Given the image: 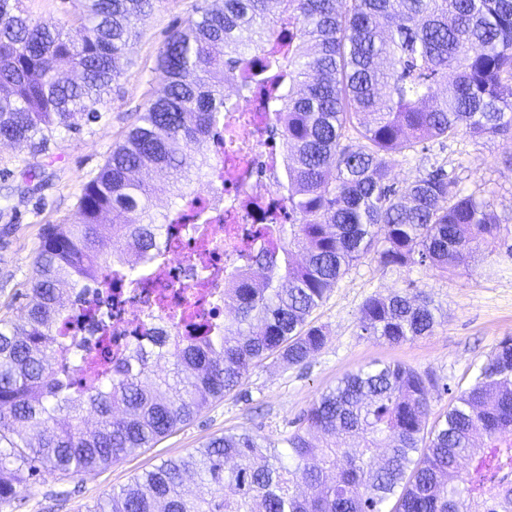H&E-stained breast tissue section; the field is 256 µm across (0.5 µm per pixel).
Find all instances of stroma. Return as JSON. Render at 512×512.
Here are the masks:
<instances>
[{"instance_id": "stroma-1", "label": "stroma", "mask_w": 512, "mask_h": 512, "mask_svg": "<svg viewBox=\"0 0 512 512\" xmlns=\"http://www.w3.org/2000/svg\"><path fill=\"white\" fill-rule=\"evenodd\" d=\"M203 0H158L138 24L139 36L121 60L98 119L48 136L37 153L25 143L0 142V318L24 313L41 234L70 217L85 183L159 88L158 59L175 23L194 17ZM32 19L50 18L75 31L78 0H22ZM390 177L401 183L444 166L457 189L490 200L505 220L500 245L468 266L443 274L426 266H385L376 252L361 257L310 317L327 337L306 364L291 368L270 358L242 385L152 446L109 468L75 477L44 474L21 490L7 512H92L96 503L133 476L200 447L228 429L278 440L298 426L311 402L344 374L376 361L400 362L434 376V413L447 410L500 340L512 337V138L476 143L465 136L428 142L411 154L387 155ZM424 290L442 314L434 333L391 345L362 332L360 311L372 296L408 287Z\"/></svg>"}]
</instances>
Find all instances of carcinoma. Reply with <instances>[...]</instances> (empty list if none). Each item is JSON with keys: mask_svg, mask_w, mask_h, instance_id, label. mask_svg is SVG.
<instances>
[{"mask_svg": "<svg viewBox=\"0 0 512 512\" xmlns=\"http://www.w3.org/2000/svg\"><path fill=\"white\" fill-rule=\"evenodd\" d=\"M223 0L175 26L159 55V93L87 182L72 219L43 229L24 315L0 320V510L42 472L107 468L189 422L275 355L290 367L321 350L308 318L377 245L387 266L452 273L495 247L503 219L455 189L443 166L402 184L385 156L465 135L512 136V0ZM153 0H83L74 38L0 0V141L39 152L46 133L98 118L133 29ZM453 81H448V74ZM232 77L258 95L280 140L276 204L255 203L266 247L251 256L261 286L227 271L232 318L196 325L183 313L153 329L155 349L65 371L83 344L67 328L97 284L103 238L123 243L112 285L138 284L160 260L156 238L192 219L209 187L211 143L231 132ZM355 138L352 145L348 139ZM168 172L155 188L131 173ZM169 194L165 210L155 203ZM304 254L301 262L294 256ZM419 288L374 296L368 336L402 344L440 324ZM435 379L399 362L343 376L278 441L228 430L112 491L96 512H512V337L435 420ZM98 418L88 428L86 414ZM35 443H17L30 428ZM196 491L185 494L186 476Z\"/></svg>", "mask_w": 512, "mask_h": 512, "instance_id": "carcinoma-1", "label": "carcinoma"}]
</instances>
